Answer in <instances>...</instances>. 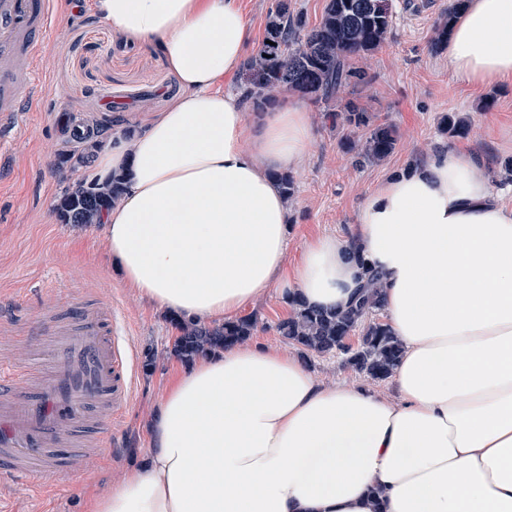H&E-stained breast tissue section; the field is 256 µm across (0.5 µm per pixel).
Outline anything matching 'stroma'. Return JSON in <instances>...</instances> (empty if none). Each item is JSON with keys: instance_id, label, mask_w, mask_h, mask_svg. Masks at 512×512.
Returning <instances> with one entry per match:
<instances>
[{"instance_id": "1", "label": "stroma", "mask_w": 512, "mask_h": 512, "mask_svg": "<svg viewBox=\"0 0 512 512\" xmlns=\"http://www.w3.org/2000/svg\"><path fill=\"white\" fill-rule=\"evenodd\" d=\"M58 2L39 75V106L19 113L0 140V318L9 323L0 340L24 351L37 320L51 311L68 313L72 292L111 301L118 338L134 357L133 390L91 472L49 498L24 483L0 488V505L8 512H87L93 497L138 468L150 446L153 408L183 368L168 353L176 334L169 317L113 276L99 226L75 228L60 223L54 211L62 189L86 177L85 168L59 160L77 147L70 126L102 123L110 128L102 140L110 142L112 132L164 109L179 93L178 81L154 47L113 35L96 15L94 0ZM449 3L393 0L390 33L361 61L371 82L348 85L338 96L396 126L398 146L385 162L344 150V131L323 104L299 96L314 134L302 168L293 173L289 263H296L307 242L355 224L362 201L387 175L443 147L478 158L502 202L512 207V176L504 174L512 159V82L481 89L450 75L448 55L435 43ZM451 113L468 120L465 135L441 133V118ZM290 311L276 288L247 306L246 314L258 322L254 342L283 346L276 325ZM308 363L319 381L395 395L392 381H369L343 366L341 356L313 355Z\"/></svg>"}]
</instances>
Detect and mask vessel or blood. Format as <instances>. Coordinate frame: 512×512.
<instances>
[{"mask_svg":"<svg viewBox=\"0 0 512 512\" xmlns=\"http://www.w3.org/2000/svg\"><path fill=\"white\" fill-rule=\"evenodd\" d=\"M57 0H0V137L28 105ZM33 363L0 373V482L46 495L89 469L133 390V359L107 302L80 303L37 330Z\"/></svg>","mask_w":512,"mask_h":512,"instance_id":"obj_1","label":"vessel or blood"}]
</instances>
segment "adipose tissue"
I'll return each instance as SVG.
<instances>
[{"instance_id":"adipose-tissue-1","label":"adipose tissue","mask_w":512,"mask_h":512,"mask_svg":"<svg viewBox=\"0 0 512 512\" xmlns=\"http://www.w3.org/2000/svg\"><path fill=\"white\" fill-rule=\"evenodd\" d=\"M112 31L154 45L180 92L98 152L125 178L103 219L113 267L140 297L199 322L267 288L345 308L377 270L402 345L389 400L318 381L299 357L244 342L191 364L161 397L151 446L89 512H512V207L453 149L388 176L349 231L308 243L285 275L288 206L309 112H251L220 89L252 39L239 0H95ZM448 71L512 80V0H467Z\"/></svg>"}]
</instances>
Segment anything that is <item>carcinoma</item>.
<instances>
[{
	"instance_id": "carcinoma-1",
	"label": "carcinoma",
	"mask_w": 512,
	"mask_h": 512,
	"mask_svg": "<svg viewBox=\"0 0 512 512\" xmlns=\"http://www.w3.org/2000/svg\"><path fill=\"white\" fill-rule=\"evenodd\" d=\"M388 0H328L321 22L306 29L299 13L288 9V0H278L268 15L265 39L245 64L244 98L255 110L261 109L282 89H294L324 103L338 97L351 83L368 81L367 72L353 62L376 50L386 39L393 23ZM465 0H454L438 25L437 41L448 40V28ZM348 134L342 146L363 158L380 162L394 152L396 131L387 123H375L374 115L352 103L334 114ZM368 130L364 139L353 134ZM468 125L447 115L441 131L451 137L466 134ZM123 180L113 176L103 183L68 186L55 206L63 224L86 226L101 223L104 211L123 194ZM363 289L344 309L322 310L307 306L298 296L290 300L292 313L277 324V331L303 353L340 352L345 364L374 380L389 378L401 356L402 347L385 323L370 322L369 316L382 309L383 286L380 275L370 268L363 271ZM177 329L170 354L185 364L209 352L224 349L254 335L257 321L251 316L215 325L173 317ZM361 331L359 345L348 340Z\"/></svg>"
}]
</instances>
